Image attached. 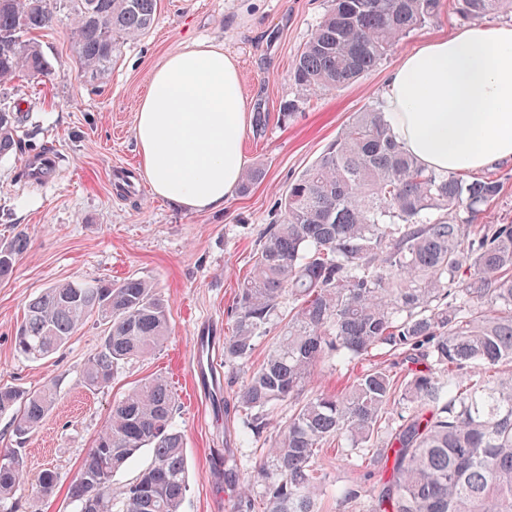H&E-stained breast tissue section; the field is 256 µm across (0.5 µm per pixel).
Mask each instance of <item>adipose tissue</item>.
Wrapping results in <instances>:
<instances>
[{"label":"adipose tissue","instance_id":"1","mask_svg":"<svg viewBox=\"0 0 512 512\" xmlns=\"http://www.w3.org/2000/svg\"><path fill=\"white\" fill-rule=\"evenodd\" d=\"M381 96L396 140L426 168L466 173L512 158V23L424 41ZM251 122L223 47L168 57L151 73L135 121L152 194L187 211L223 208L245 172Z\"/></svg>","mask_w":512,"mask_h":512}]
</instances>
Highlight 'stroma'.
<instances>
[{
	"mask_svg": "<svg viewBox=\"0 0 512 512\" xmlns=\"http://www.w3.org/2000/svg\"><path fill=\"white\" fill-rule=\"evenodd\" d=\"M331 0H158L153 27L125 42L104 78L81 75L59 12L35 33L52 68L48 77L21 76L9 85L28 117L20 127L21 153L0 159V243L18 231L26 251L0 276V386L37 390L57 385L52 412L24 445L26 482L19 512H75L71 481L107 421L114 401L141 380L161 377L176 395L174 422L185 438L187 493L180 512H234L239 484L224 475L232 448L241 472L258 464L265 443L242 439L238 421L218 415L230 395L226 384L195 389L202 358L194 339L230 332L228 308L253 264L264 228L279 223L277 202L349 123L377 105L389 75L422 41L464 27L453 0L422 28L395 42L374 69L355 82L303 97L291 71L297 55ZM201 42L218 43L238 66L242 94L264 126L243 137L247 167L264 178L215 212H187L152 195L140 170L134 138L138 103L150 73L174 54ZM298 101L294 118L278 115ZM54 149L49 182H34L25 166L41 145ZM155 281L170 310L168 339L149 357L125 365L111 384L91 392L82 370L97 350L100 330L87 323L56 353L36 362L17 355L15 332L34 297L51 284L73 280ZM319 512H336V488L350 476L347 460L328 447ZM49 495L36 489L45 473Z\"/></svg>",
	"mask_w": 512,
	"mask_h": 512,
	"instance_id": "35a3bbf8",
	"label": "stroma"
}]
</instances>
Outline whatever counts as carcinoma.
<instances>
[{
	"mask_svg": "<svg viewBox=\"0 0 512 512\" xmlns=\"http://www.w3.org/2000/svg\"><path fill=\"white\" fill-rule=\"evenodd\" d=\"M480 20L512 12V0H457ZM443 0H332L297 56L294 83L306 94L341 87L385 58L400 38L440 12ZM71 16L81 72L104 75L126 40L148 32L157 0H0V86L21 74L50 73L27 38ZM19 104L0 99V158L22 149ZM501 191L493 173L471 180L424 167L370 107L288 184L254 255L252 276L233 300L224 362L244 380L224 412L243 436L268 438L265 458L242 481L238 512H317L322 449L345 440L366 451L360 474L336 488L340 512H512V224H479ZM27 247L20 233L0 245V274ZM288 303V318L281 304ZM102 327L84 365L89 391L119 365L144 358L169 335L167 301L157 285L54 284L29 302L14 336L23 358L40 360L89 320ZM279 321L263 363L246 368L255 341ZM379 351L386 360L336 391L309 388L317 366H343ZM56 385L0 387V414L12 416L19 445L53 409ZM288 404L270 426L267 410ZM176 398L152 377L112 405L109 419L70 485L78 512L98 492L97 512H114L112 477L142 449L152 463L129 483L120 512H180L188 457L173 423ZM25 477L22 454L0 459V504ZM265 499L252 498L253 483Z\"/></svg>",
	"mask_w": 512,
	"mask_h": 512,
	"instance_id": "1",
	"label": "carcinoma"
}]
</instances>
